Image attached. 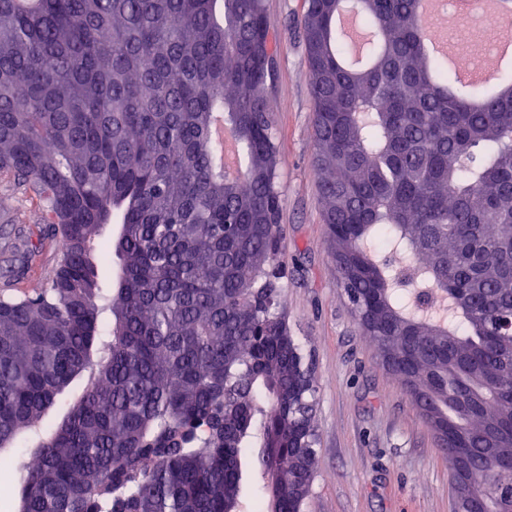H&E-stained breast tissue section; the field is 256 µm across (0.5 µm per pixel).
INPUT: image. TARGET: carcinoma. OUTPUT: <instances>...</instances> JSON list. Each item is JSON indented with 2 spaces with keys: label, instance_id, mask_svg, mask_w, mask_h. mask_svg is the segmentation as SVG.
I'll use <instances>...</instances> for the list:
<instances>
[{
  "label": "carcinoma",
  "instance_id": "obj_1",
  "mask_svg": "<svg viewBox=\"0 0 512 512\" xmlns=\"http://www.w3.org/2000/svg\"><path fill=\"white\" fill-rule=\"evenodd\" d=\"M347 5L365 66L345 64ZM426 27L417 0H307L323 223L382 364L443 452L467 441L462 478L498 512L512 492V83L448 98ZM280 50L265 0H0V191L39 201L6 273L27 275L42 236L59 242L46 282L0 295L15 512H228L248 461L261 512H304L291 468L308 449L288 439L314 430L296 409L312 395L288 394L301 348L276 290L255 305L244 288L277 256ZM218 113L244 153L237 176L218 169ZM455 289L470 302L445 334L408 315Z\"/></svg>",
  "mask_w": 512,
  "mask_h": 512
}]
</instances>
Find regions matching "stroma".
<instances>
[{
	"label": "stroma",
	"mask_w": 512,
	"mask_h": 512,
	"mask_svg": "<svg viewBox=\"0 0 512 512\" xmlns=\"http://www.w3.org/2000/svg\"><path fill=\"white\" fill-rule=\"evenodd\" d=\"M283 50L268 93L281 151L272 282L311 362L317 469L308 512H455L448 462L402 382L383 367L329 254L314 168L302 38L306 0H265Z\"/></svg>",
	"instance_id": "1"
}]
</instances>
